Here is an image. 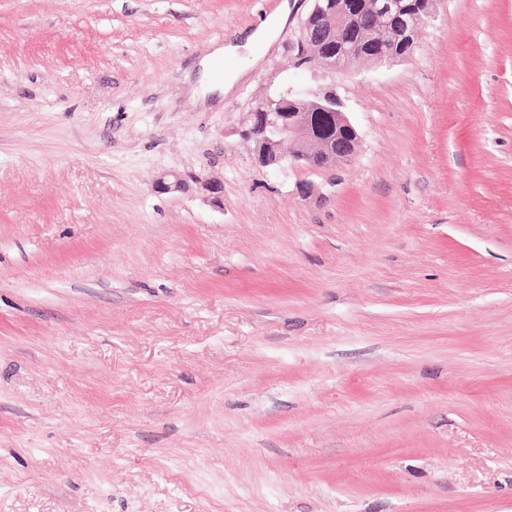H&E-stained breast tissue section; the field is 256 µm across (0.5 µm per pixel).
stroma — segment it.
<instances>
[{"instance_id": "35a3bbf8", "label": "stroma", "mask_w": 512, "mask_h": 512, "mask_svg": "<svg viewBox=\"0 0 512 512\" xmlns=\"http://www.w3.org/2000/svg\"><path fill=\"white\" fill-rule=\"evenodd\" d=\"M282 2L0 0V512H512V0L199 98ZM319 88L356 157L259 168ZM238 46H224L215 49L208 57L204 59L202 65L204 67V71L208 76L213 90H219L220 93L227 94L231 88L233 87L234 82L242 75V70H236L235 68L228 69L225 73L226 63L224 64V69L216 67L224 63V60H230L236 56V49ZM216 77H222L223 79L216 78L214 75V70ZM264 102L250 112L249 124L241 131V137L252 143L261 168L281 167L280 148L285 144L292 147L289 160L309 170L355 156L359 135L334 89L299 93L288 89Z\"/></svg>"}]
</instances>
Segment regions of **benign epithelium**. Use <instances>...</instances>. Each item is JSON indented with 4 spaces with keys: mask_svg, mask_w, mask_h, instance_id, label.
I'll return each instance as SVG.
<instances>
[{
    "mask_svg": "<svg viewBox=\"0 0 512 512\" xmlns=\"http://www.w3.org/2000/svg\"><path fill=\"white\" fill-rule=\"evenodd\" d=\"M312 7L302 26L297 62L330 72L346 71L363 60L361 45L355 44L347 56L334 51L329 43L336 39V25L356 11V0H311ZM372 16L363 38L382 45L373 63L382 65L410 54L418 33L432 17L433 0H372L364 3ZM343 103L333 89L294 93L288 89L269 98L250 113L249 124L241 137L253 145L254 159L262 168L282 166L280 148L292 147L289 160L309 170H322L351 160L357 151L359 135ZM184 180L175 173L157 180L160 193L181 190ZM204 200L223 206L221 182H199Z\"/></svg>",
    "mask_w": 512,
    "mask_h": 512,
    "instance_id": "1",
    "label": "benign epithelium"
}]
</instances>
